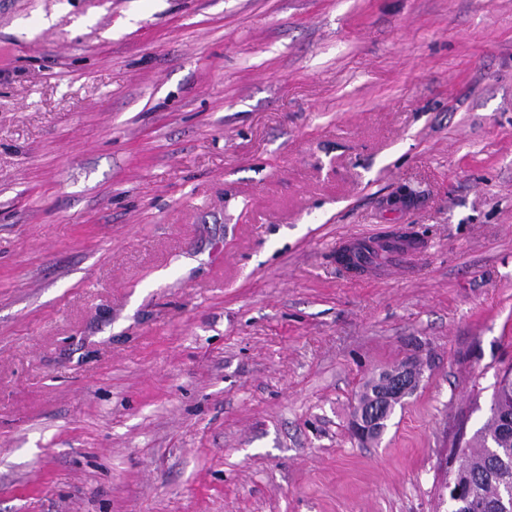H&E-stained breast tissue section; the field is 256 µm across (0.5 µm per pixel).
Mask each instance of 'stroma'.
Segmentation results:
<instances>
[{
    "label": "stroma",
    "mask_w": 512,
    "mask_h": 512,
    "mask_svg": "<svg viewBox=\"0 0 512 512\" xmlns=\"http://www.w3.org/2000/svg\"><path fill=\"white\" fill-rule=\"evenodd\" d=\"M511 367L512 0H0V512H448ZM389 380L385 381L378 389L382 382L379 375L378 378H372L367 382L361 393L358 401V406H371L374 393L377 392V402L374 403L373 408L359 409L355 412L353 421L351 423V431L353 436L358 440H367L371 432V426L374 424L373 417L384 408L385 403L390 401L396 396L412 394L419 386L422 370L417 366H412L411 363L406 367L387 371ZM402 399L394 401L386 408L378 417L374 424L373 439L376 440L381 437L387 428V421L393 413L394 406L400 404Z\"/></svg>",
    "instance_id": "obj_1"
}]
</instances>
